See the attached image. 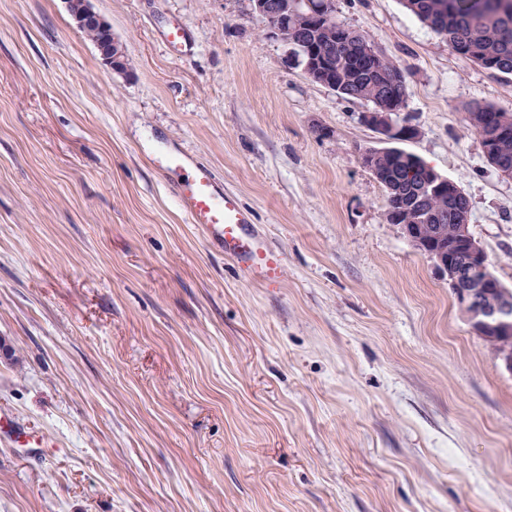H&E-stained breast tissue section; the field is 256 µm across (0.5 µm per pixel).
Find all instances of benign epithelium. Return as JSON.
Listing matches in <instances>:
<instances>
[{
    "instance_id": "obj_1",
    "label": "benign epithelium",
    "mask_w": 512,
    "mask_h": 512,
    "mask_svg": "<svg viewBox=\"0 0 512 512\" xmlns=\"http://www.w3.org/2000/svg\"><path fill=\"white\" fill-rule=\"evenodd\" d=\"M255 13L266 20L267 35L271 38L281 36L278 20L287 14H299L310 21L328 19L334 16V3L326 0L315 6L306 3L307 10H302L300 0H252ZM72 17L76 26L102 24L105 19L97 13L91 0H83L80 10ZM357 47L367 55L376 70L384 79L393 84L401 83L404 76L400 69L390 63L388 58L368 40L363 39ZM100 56L114 72L127 70V58L115 51L111 44L105 42L99 46ZM306 77L314 83L334 91V82L326 81L325 71L317 64H308L304 68ZM407 97L397 100V96L388 95L386 102L359 114V120L376 135V145L367 146L360 152L361 165L371 171L375 169L377 159L391 155L388 144L411 136L416 128L401 112L405 109ZM508 132L498 135L483 145L487 158L494 168L504 177L512 178V157L506 149ZM386 193H404L410 197V208L400 227L410 242L421 252L427 254L437 268L448 276V286L452 289L458 303L467 312V320L476 335L506 336L512 333V292L504 290L496 280L487 273V255L480 241L470 230L469 219L465 218L457 225L453 238H448L442 224L446 214L426 207L424 201L440 196L448 188L458 189L457 184L429 168L422 182L406 185L405 179L397 171H392L380 179Z\"/></svg>"
}]
</instances>
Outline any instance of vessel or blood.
<instances>
[{
  "mask_svg": "<svg viewBox=\"0 0 512 512\" xmlns=\"http://www.w3.org/2000/svg\"><path fill=\"white\" fill-rule=\"evenodd\" d=\"M174 190L188 223L196 225L209 243L218 245L247 277L268 288L280 286L284 262L280 253L267 247L253 229L251 213L217 182L210 168L190 165L180 158Z\"/></svg>",
  "mask_w": 512,
  "mask_h": 512,
  "instance_id": "b4317fda",
  "label": "vessel or blood"
}]
</instances>
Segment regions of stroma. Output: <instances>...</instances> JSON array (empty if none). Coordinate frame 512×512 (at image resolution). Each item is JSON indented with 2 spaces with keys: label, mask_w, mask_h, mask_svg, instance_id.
Listing matches in <instances>:
<instances>
[{
  "label": "stroma",
  "mask_w": 512,
  "mask_h": 512,
  "mask_svg": "<svg viewBox=\"0 0 512 512\" xmlns=\"http://www.w3.org/2000/svg\"><path fill=\"white\" fill-rule=\"evenodd\" d=\"M407 76L406 150L455 181L512 288V179L467 124L512 78L401 0H334ZM0 0V512H512V374L362 167L363 101L309 81L251 0ZM181 25L187 44L167 32ZM211 166L284 258L265 288L188 224Z\"/></svg>",
  "instance_id": "35a3bbf8"
}]
</instances>
